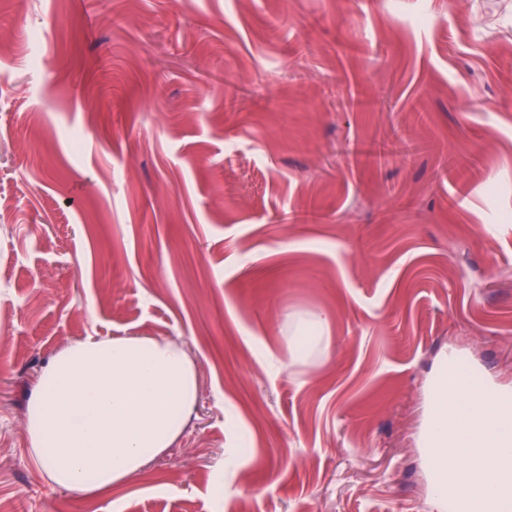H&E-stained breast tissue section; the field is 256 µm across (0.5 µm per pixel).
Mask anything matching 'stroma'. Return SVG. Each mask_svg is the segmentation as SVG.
Instances as JSON below:
<instances>
[{
    "label": "stroma",
    "instance_id": "obj_1",
    "mask_svg": "<svg viewBox=\"0 0 512 512\" xmlns=\"http://www.w3.org/2000/svg\"><path fill=\"white\" fill-rule=\"evenodd\" d=\"M0 212L6 512H437L444 358L512 391V0H0ZM124 336L185 347L192 417L51 489L40 375ZM311 323L314 334L306 336H295L296 345L294 352L296 354H302L307 348H320L326 355H329L330 342L328 336H326V331L329 327L328 318L322 315H318L312 320Z\"/></svg>",
    "mask_w": 512,
    "mask_h": 512
}]
</instances>
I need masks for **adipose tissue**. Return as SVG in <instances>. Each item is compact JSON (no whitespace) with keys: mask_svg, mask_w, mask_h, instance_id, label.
<instances>
[{"mask_svg":"<svg viewBox=\"0 0 512 512\" xmlns=\"http://www.w3.org/2000/svg\"><path fill=\"white\" fill-rule=\"evenodd\" d=\"M198 398L182 344L90 337L43 370L27 405L30 453L52 487L95 496L170 448Z\"/></svg>","mask_w":512,"mask_h":512,"instance_id":"adipose-tissue-1","label":"adipose tissue"}]
</instances>
